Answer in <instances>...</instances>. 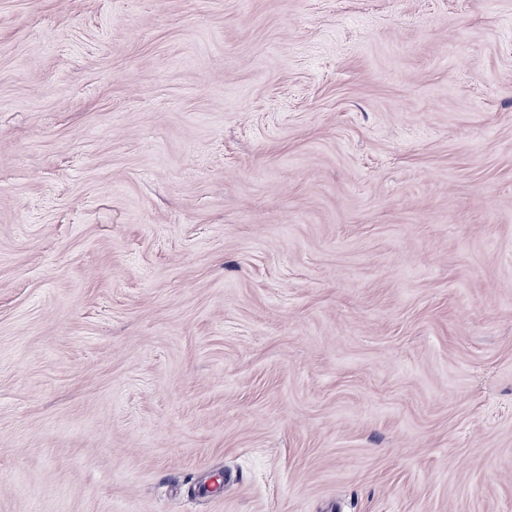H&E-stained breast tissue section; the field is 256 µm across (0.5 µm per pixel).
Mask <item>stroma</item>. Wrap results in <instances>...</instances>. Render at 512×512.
I'll list each match as a JSON object with an SVG mask.
<instances>
[{
	"label": "stroma",
	"instance_id": "35a3bbf8",
	"mask_svg": "<svg viewBox=\"0 0 512 512\" xmlns=\"http://www.w3.org/2000/svg\"><path fill=\"white\" fill-rule=\"evenodd\" d=\"M0 512H512V0H0Z\"/></svg>",
	"mask_w": 512,
	"mask_h": 512
}]
</instances>
